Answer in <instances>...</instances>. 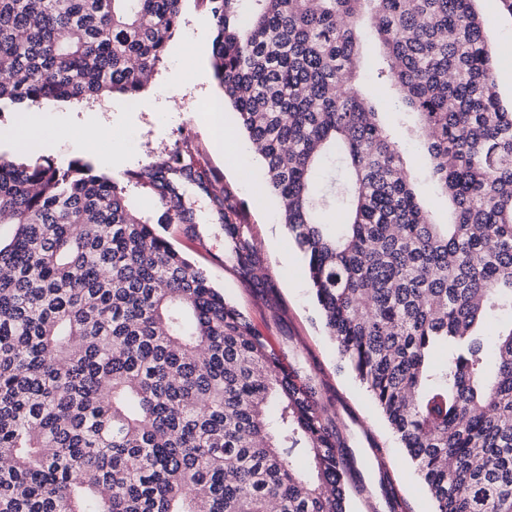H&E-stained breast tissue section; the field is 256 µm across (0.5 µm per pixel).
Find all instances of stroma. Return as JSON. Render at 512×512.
<instances>
[{"instance_id": "stroma-1", "label": "stroma", "mask_w": 512, "mask_h": 512, "mask_svg": "<svg viewBox=\"0 0 512 512\" xmlns=\"http://www.w3.org/2000/svg\"><path fill=\"white\" fill-rule=\"evenodd\" d=\"M477 9L494 52V80L504 105H512V14L502 0H478ZM214 25L204 0H184L180 24L167 43L162 65L152 83L137 99L115 95L70 101L53 112L55 126L79 133L89 123L106 128V135L92 151L76 149L71 141L56 138L54 128L30 152H21L8 139L19 113L8 108L0 113V158L48 159L57 166L79 160L93 172L117 181L125 189L130 207L142 218L157 220L158 232L203 269L215 288L224 293L251 321L256 331L280 355L284 364L316 377L349 441L362 489H351L349 512H388L380 488L389 475L403 502L404 512H430V497L415 465L400 448L370 394L341 369L336 347L321 323L301 255L281 220L277 197L263 180V161L253 153L232 108L224 110V124L232 140L216 144L208 129L209 106L222 95L213 76L210 55L201 54L199 41H212ZM359 69L362 90L385 125L410 124L401 113L392 90L371 79L369 71L378 60L375 43H366ZM179 149L189 150L198 171L216 187L233 192L247 205L250 226L265 256L264 273L275 286L273 294H261L242 279L224 250V232L208 197L196 185L184 184L182 202L195 215L194 228L162 224V208L149 187L136 183L133 174L149 164L166 161ZM403 162L416 177L419 198L434 222L448 223V199L427 177L428 158L418 144H402Z\"/></svg>"}]
</instances>
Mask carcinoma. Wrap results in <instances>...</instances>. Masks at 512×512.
<instances>
[{
    "mask_svg": "<svg viewBox=\"0 0 512 512\" xmlns=\"http://www.w3.org/2000/svg\"><path fill=\"white\" fill-rule=\"evenodd\" d=\"M183 0H0V110L137 97ZM237 112L303 255L327 336L432 512H512V109L476 0H203ZM416 125L358 84L364 34ZM418 137L447 195L405 173ZM342 174L336 175V168ZM134 179L159 224L198 185L235 269L267 287L243 203L179 155ZM339 207L343 221L319 214ZM0 512H348L353 457L314 381L79 160H0ZM446 352L440 364L432 362ZM403 162L407 170L417 178L414 181L419 198L428 208L431 218L438 224H448L451 215L448 198L438 192L427 177L428 157L414 141H404Z\"/></svg>",
    "mask_w": 512,
    "mask_h": 512,
    "instance_id": "1",
    "label": "carcinoma"
}]
</instances>
